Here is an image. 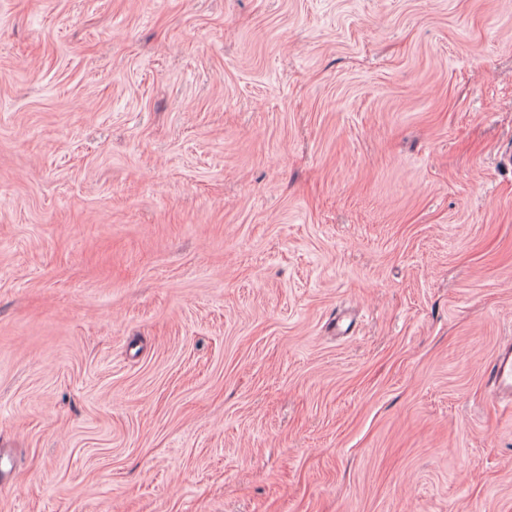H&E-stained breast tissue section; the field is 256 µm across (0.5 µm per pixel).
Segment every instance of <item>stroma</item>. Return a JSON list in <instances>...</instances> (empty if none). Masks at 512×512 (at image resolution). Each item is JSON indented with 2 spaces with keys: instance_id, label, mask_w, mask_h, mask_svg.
<instances>
[{
  "instance_id": "stroma-1",
  "label": "stroma",
  "mask_w": 512,
  "mask_h": 512,
  "mask_svg": "<svg viewBox=\"0 0 512 512\" xmlns=\"http://www.w3.org/2000/svg\"><path fill=\"white\" fill-rule=\"evenodd\" d=\"M512 0H0V512H512ZM498 393L507 399L508 408H511L512 401V346H502L496 353L493 366L490 372Z\"/></svg>"
}]
</instances>
